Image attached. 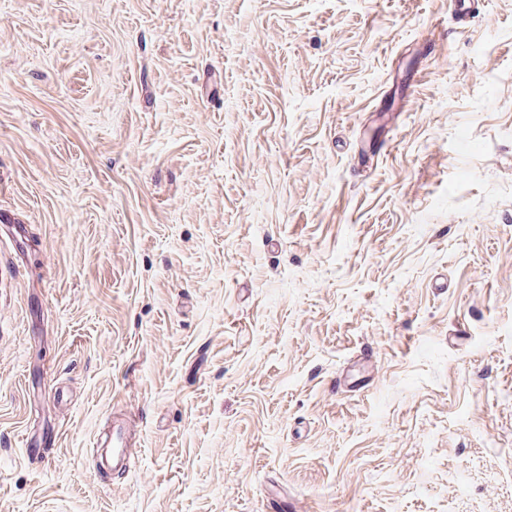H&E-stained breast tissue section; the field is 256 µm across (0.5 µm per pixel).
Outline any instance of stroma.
<instances>
[{
    "label": "stroma",
    "mask_w": 512,
    "mask_h": 512,
    "mask_svg": "<svg viewBox=\"0 0 512 512\" xmlns=\"http://www.w3.org/2000/svg\"><path fill=\"white\" fill-rule=\"evenodd\" d=\"M478 2L0 0V512H512V0ZM131 429L128 422L114 421L110 433L94 436L93 452L98 454L100 461L112 463V468L120 467L127 474L131 471V453L129 448Z\"/></svg>",
    "instance_id": "35a3bbf8"
}]
</instances>
